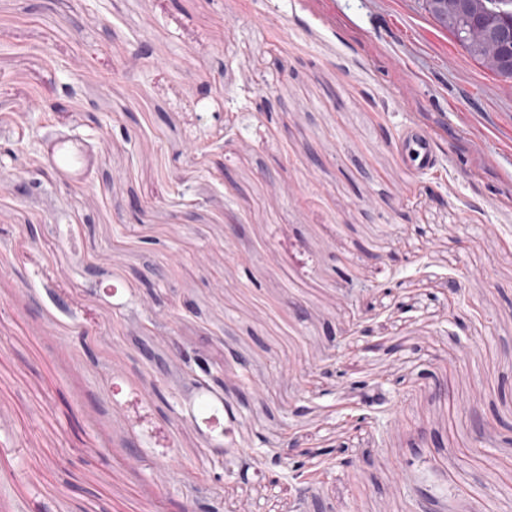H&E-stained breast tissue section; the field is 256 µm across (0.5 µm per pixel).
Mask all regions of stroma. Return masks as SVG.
<instances>
[{
  "instance_id": "35a3bbf8",
  "label": "stroma",
  "mask_w": 512,
  "mask_h": 512,
  "mask_svg": "<svg viewBox=\"0 0 512 512\" xmlns=\"http://www.w3.org/2000/svg\"><path fill=\"white\" fill-rule=\"evenodd\" d=\"M28 100L93 166L0 133L39 184L0 186V512H512V80L423 0H0V113ZM144 341L202 352L227 409H174ZM219 442L266 458L239 478ZM431 137L420 127H412L407 132L403 143V153L406 160L414 168H426L433 160Z\"/></svg>"
}]
</instances>
